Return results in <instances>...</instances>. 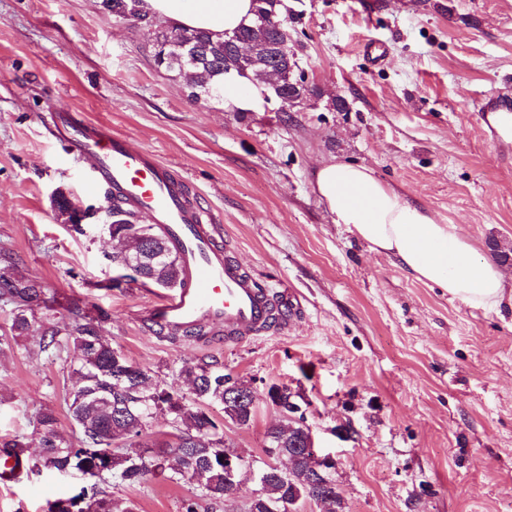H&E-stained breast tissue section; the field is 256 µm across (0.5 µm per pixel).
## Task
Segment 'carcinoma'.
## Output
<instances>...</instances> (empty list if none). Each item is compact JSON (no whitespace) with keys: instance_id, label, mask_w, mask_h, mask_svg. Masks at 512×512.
<instances>
[{"instance_id":"carcinoma-1","label":"carcinoma","mask_w":512,"mask_h":512,"mask_svg":"<svg viewBox=\"0 0 512 512\" xmlns=\"http://www.w3.org/2000/svg\"><path fill=\"white\" fill-rule=\"evenodd\" d=\"M252 20L231 34L215 37L206 31L159 28L138 9L139 0H103V6L114 14L134 16L148 31L155 47L157 66L176 73L186 80L188 97L198 101L224 89V74L233 70L255 86L267 85V73L281 72L282 91L290 99L319 95L314 86L297 85V72H288V65L279 58L276 45L280 34L272 25L261 26L258 16L282 13V0H253ZM248 42L267 54L255 60L243 59L238 46ZM112 221L131 231L116 239L118 247L108 255L112 263L132 272L130 279L141 278L164 288H178L183 273L178 258L168 246L164 233L154 224H142L137 213L129 209L125 199L110 194ZM151 229L155 237L145 245L137 232ZM0 300L12 306L10 335L0 340V352L19 338H37L41 352L64 345L76 353V380L68 395V413L80 430V437L67 440L60 436L55 410L44 407L35 412L31 423L38 438L33 452L24 437L0 438V456L17 460V473L39 474L48 470L66 469L90 473V484L81 493L48 503L46 512H137L131 501L110 496L102 485L109 480L121 484H141L148 479H162L193 486L194 493L183 499L182 512H200L202 504L215 510L224 504L228 488L224 483V423L208 410L218 405L224 417L246 426L254 417V407L241 403H224V384L241 381L208 363L185 362L179 373L196 396L195 404L178 397L175 385L152 381L142 366L130 361L112 346L102 322L107 314L92 317L79 306L69 309V320L49 326L47 321L57 304L56 295L44 288L41 281L19 274L13 257H0ZM154 382L159 388L162 408L170 411L177 440H145L147 430L138 403L141 384ZM307 435L300 424L286 430L274 426L267 432L265 452L271 455L286 452L290 457L302 453ZM272 472L266 482L265 501L272 512L280 500L302 502L310 499V471L298 461L289 475Z\"/></svg>"}]
</instances>
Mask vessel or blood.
<instances>
[{
  "instance_id": "obj_1",
  "label": "vessel or blood",
  "mask_w": 512,
  "mask_h": 512,
  "mask_svg": "<svg viewBox=\"0 0 512 512\" xmlns=\"http://www.w3.org/2000/svg\"><path fill=\"white\" fill-rule=\"evenodd\" d=\"M509 112L512 96L507 94L487 96L481 107L490 126ZM53 126L73 153L93 160L96 175L90 188L122 194L137 214L165 232L182 263L184 287L161 296L147 311L145 320L154 333L164 336L208 324L228 336H247L268 327V291L218 245V227L203 223L201 208L188 206L181 181L108 127L87 129L62 110L55 112Z\"/></svg>"
}]
</instances>
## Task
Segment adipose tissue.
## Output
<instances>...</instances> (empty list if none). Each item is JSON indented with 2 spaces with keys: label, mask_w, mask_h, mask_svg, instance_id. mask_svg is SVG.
<instances>
[{
  "label": "adipose tissue",
  "mask_w": 512,
  "mask_h": 512,
  "mask_svg": "<svg viewBox=\"0 0 512 512\" xmlns=\"http://www.w3.org/2000/svg\"><path fill=\"white\" fill-rule=\"evenodd\" d=\"M143 13L176 29L229 33L252 16V0H140ZM315 190L336 223L349 225L377 253L394 259L469 307L496 309L505 273L482 258L455 224L429 213L380 181L371 169L346 162L323 165Z\"/></svg>",
  "instance_id": "adipose-tissue-1"
}]
</instances>
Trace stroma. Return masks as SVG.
Returning a JSON list of instances; mask_svg holds the SVG:
<instances>
[{"label":"stroma","mask_w":512,"mask_h":512,"mask_svg":"<svg viewBox=\"0 0 512 512\" xmlns=\"http://www.w3.org/2000/svg\"><path fill=\"white\" fill-rule=\"evenodd\" d=\"M294 50L320 94L282 110L215 96L188 99L158 68L147 31L102 0H0V255L56 292V321L79 305L105 311L114 348L178 384L204 361L252 387L253 421L224 423L249 461L265 460L287 386L308 402L320 447L340 460L346 512H512V306L473 309L372 251L335 223L314 191L331 161L371 168L440 224L459 225L487 259L512 243V140L478 105L512 76V0H287ZM381 45V58L363 44ZM342 97L347 111L330 110ZM153 152L191 205L220 225L229 255L270 293L294 292L288 323L249 336L155 335L144 320L162 287L124 279L107 260L110 200L86 190L89 165L56 138L49 114ZM95 210L82 231L62 223L55 191ZM73 349L20 339L0 354V437H31L42 406L60 431ZM350 427L348 437L338 429ZM84 481L48 471L0 486V512H42ZM138 512H180L184 484H106Z\"/></svg>","instance_id":"stroma-1"}]
</instances>
